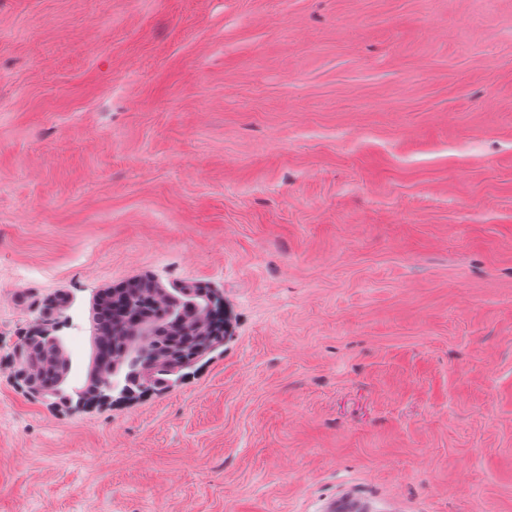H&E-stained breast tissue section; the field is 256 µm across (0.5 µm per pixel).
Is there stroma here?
<instances>
[{"instance_id":"1","label":"stroma","mask_w":512,"mask_h":512,"mask_svg":"<svg viewBox=\"0 0 512 512\" xmlns=\"http://www.w3.org/2000/svg\"><path fill=\"white\" fill-rule=\"evenodd\" d=\"M222 298L82 386L99 292ZM512 512V0H0V512ZM149 281L152 280L140 278L116 288H107L98 295L100 307L94 318V339L105 365L112 362L116 364L108 372L92 369L89 381L96 386L95 391L103 394L106 400L112 397V390L116 387L112 383V374L117 371V364L126 367L121 381L122 394L132 396V392L136 391L142 393L164 390L157 382L144 381H153L159 366L155 362H143L142 352H139L134 363L144 380L132 375L136 367L128 361L126 345L129 337L138 331L142 319H154L158 327V331L149 336L154 331V324L146 320L140 325L136 336H146L141 339L146 353L159 361L161 369L178 368L172 374L175 378L164 375L163 372L156 374L158 378H169L173 382L180 379L186 370L217 350L224 341V326L214 327L221 320L210 319L212 311L205 315L194 311L199 310V300L195 298L194 290L207 291L208 286L197 284L188 288H176L175 292H170L155 284L172 306L185 304L189 307L180 308L182 317L180 323L176 324L174 321L177 314L169 316L166 299L156 289L149 287ZM39 347L42 349L48 348L57 356L59 383L65 385L70 373L71 363L62 337L56 336L48 328H42L39 336ZM14 374L28 388L33 397L56 398V369L51 354L35 351V356L28 361L18 363L14 358Z\"/></svg>"}]
</instances>
